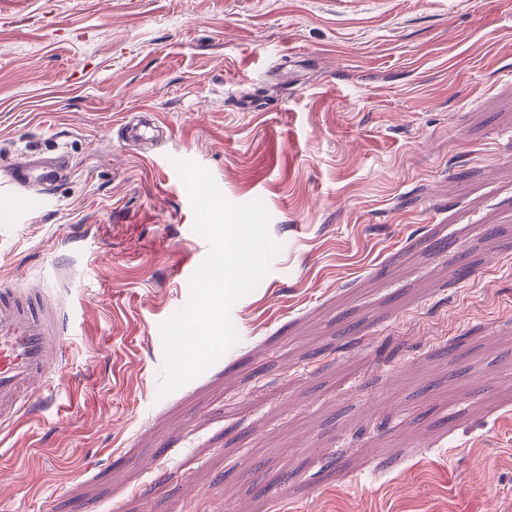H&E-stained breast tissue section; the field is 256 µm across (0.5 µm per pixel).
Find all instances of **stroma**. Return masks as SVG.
<instances>
[{
	"mask_svg": "<svg viewBox=\"0 0 512 512\" xmlns=\"http://www.w3.org/2000/svg\"><path fill=\"white\" fill-rule=\"evenodd\" d=\"M29 154L63 169L36 212ZM177 159L282 249L160 400L208 252ZM4 196L0 289L77 265L0 512H512V0H0ZM59 168L47 167L41 169L37 174L31 168L27 159L18 161L13 168L14 172V186L16 189H25L31 180H52L57 177Z\"/></svg>",
	"mask_w": 512,
	"mask_h": 512,
	"instance_id": "1",
	"label": "stroma"
}]
</instances>
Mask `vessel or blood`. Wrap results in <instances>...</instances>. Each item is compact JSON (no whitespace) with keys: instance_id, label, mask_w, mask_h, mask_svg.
<instances>
[{"instance_id":"1","label":"vessel or blood","mask_w":512,"mask_h":512,"mask_svg":"<svg viewBox=\"0 0 512 512\" xmlns=\"http://www.w3.org/2000/svg\"><path fill=\"white\" fill-rule=\"evenodd\" d=\"M13 172L18 189L58 174L54 167L33 171L25 159ZM70 334L69 315L52 310L41 289H31L23 300L11 289H0V429L17 422L30 402L50 392L66 363Z\"/></svg>"}]
</instances>
